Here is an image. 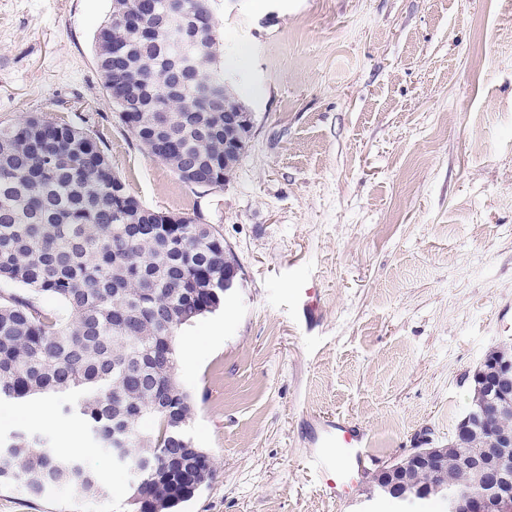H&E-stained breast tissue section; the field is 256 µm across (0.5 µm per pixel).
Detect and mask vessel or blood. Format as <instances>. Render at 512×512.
I'll use <instances>...</instances> for the list:
<instances>
[{"mask_svg":"<svg viewBox=\"0 0 512 512\" xmlns=\"http://www.w3.org/2000/svg\"><path fill=\"white\" fill-rule=\"evenodd\" d=\"M308 465L319 488L346 503L356 480L370 458L369 439L363 429L343 417L320 418Z\"/></svg>","mask_w":512,"mask_h":512,"instance_id":"1","label":"vessel or blood"}]
</instances>
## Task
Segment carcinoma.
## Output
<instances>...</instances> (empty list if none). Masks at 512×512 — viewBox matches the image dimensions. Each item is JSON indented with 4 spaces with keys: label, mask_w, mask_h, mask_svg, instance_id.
<instances>
[{
    "label": "carcinoma",
    "mask_w": 512,
    "mask_h": 512,
    "mask_svg": "<svg viewBox=\"0 0 512 512\" xmlns=\"http://www.w3.org/2000/svg\"><path fill=\"white\" fill-rule=\"evenodd\" d=\"M102 86L120 109L138 83L147 104L131 132L174 173L224 159V68L212 0H119L95 35ZM114 173L83 128L32 115L0 126V400L67 396L107 451L121 446L139 471L136 512H171L214 477L186 428L194 401L177 381L179 328L224 304V238L156 212L124 224L112 212ZM25 287L20 293L11 285ZM63 310L48 309L40 299ZM479 365L471 404L482 403ZM152 429L143 430L144 421ZM512 428V411L489 410L482 430ZM488 439H448L446 473L460 489ZM39 497L48 486L97 496L100 479L79 457H62L41 436L0 437V482Z\"/></svg>",
    "instance_id": "cac0c4a2"
}]
</instances>
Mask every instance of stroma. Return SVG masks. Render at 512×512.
Masks as SVG:
<instances>
[{
	"label": "stroma",
	"instance_id": "stroma-1",
	"mask_svg": "<svg viewBox=\"0 0 512 512\" xmlns=\"http://www.w3.org/2000/svg\"><path fill=\"white\" fill-rule=\"evenodd\" d=\"M221 59L251 112L228 183L189 189L121 123L94 35L112 0H0V125L82 127L146 208L213 225L240 271L178 376L213 480L180 512H340L306 459L315 418L345 416L375 471L420 435L444 444L468 374L512 343V0H214ZM320 291L299 320V281ZM48 403L0 402L97 472L104 496L0 485V512H133L125 469ZM74 430L71 444L59 431Z\"/></svg>",
	"mask_w": 512,
	"mask_h": 512
}]
</instances>
